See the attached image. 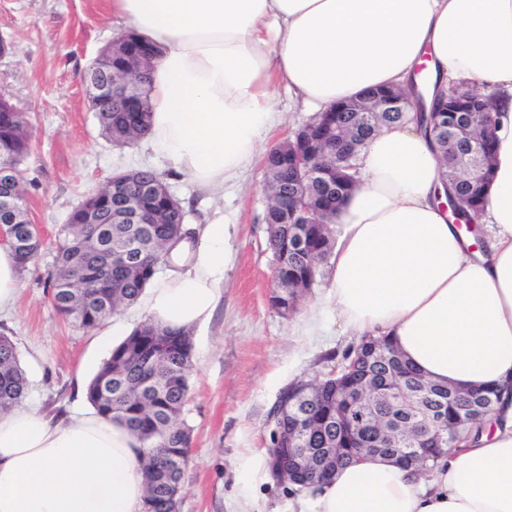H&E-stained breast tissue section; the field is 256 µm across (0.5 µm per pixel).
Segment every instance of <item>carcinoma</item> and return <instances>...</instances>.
Returning <instances> with one entry per match:
<instances>
[{"instance_id": "obj_1", "label": "carcinoma", "mask_w": 512, "mask_h": 512, "mask_svg": "<svg viewBox=\"0 0 512 512\" xmlns=\"http://www.w3.org/2000/svg\"><path fill=\"white\" fill-rule=\"evenodd\" d=\"M148 70L139 78L140 92L126 99L102 103L95 113L99 127L107 138L123 135L138 128L136 139L143 138L149 128ZM362 130L363 144L378 129L397 118H371L364 114L350 116ZM23 115L0 112V157L21 167L31 151L27 129L21 127ZM451 125L460 128L459 143L468 147L485 129L469 125L466 112L448 115ZM270 167L280 166V192L288 195V166L281 165L278 154L266 158ZM453 163H448V182L454 191L446 194L456 220L470 223L480 210L488 179L480 173L466 181L452 179ZM118 183L112 197L94 194L84 199L61 225L59 242L49 274L52 302L57 313L73 327L90 331L117 312L135 304L156 273L165 265L177 266L172 250L192 235L186 228L187 211L180 201L169 200L170 191L164 177L155 170L140 167L133 170V182L125 173L116 174ZM336 183V169L303 195L314 215V224H284L283 211L266 212L269 241L276 263L277 276L284 287L271 296L273 305L286 316L295 311L306 295L305 285L317 278L320 264L332 250L330 222L336 214V194L327 185ZM133 189L141 193L140 210L135 219L123 218L112 223L118 213L121 196ZM13 193L18 209V223L10 225L14 237L27 239L31 220L25 202L23 184L1 186L0 193ZM98 223H87L88 216ZM40 244L32 243L25 251H15L19 271L24 273L39 254ZM375 341L383 344L387 357L381 360L343 355L337 366L354 364V374L389 391L394 382L412 389L419 382L447 391L446 384L432 382L411 368L386 336ZM195 371L193 348L188 332L163 329L145 320L102 363L86 389V398L96 413L126 427L145 448L142 457L146 495L143 509L147 512H178L183 489V476L189 460L190 434L183 419ZM324 387L306 403L308 419L296 426L294 418L283 415L282 428L291 433L293 443L281 444L275 455L286 456V448H334L350 451L360 448L403 444L386 441L375 425L399 433L405 430L397 421V412L384 400L375 401L365 412L356 411L345 420L336 418L344 410L336 397V381L323 380ZM27 377L12 339L0 333V414L19 405L26 393ZM471 424L454 431H441L445 447H460Z\"/></svg>"}]
</instances>
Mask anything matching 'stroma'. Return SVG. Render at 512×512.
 <instances>
[{"mask_svg": "<svg viewBox=\"0 0 512 512\" xmlns=\"http://www.w3.org/2000/svg\"><path fill=\"white\" fill-rule=\"evenodd\" d=\"M117 33L109 0H0V42L7 47L0 55V94L28 122L26 203L44 233L38 258L19 278L14 310L0 317V331L19 351L26 401L50 417L89 410L87 383L143 314L136 304L90 331L58 315L48 273L60 225L115 172L141 165L167 174L171 192L188 212V228L199 229L207 215L223 208L236 218L233 256L212 318L191 330L195 372L184 412L191 448L180 512H290L298 490L269 473H242L236 466L266 454L267 419L280 392L296 380L329 372L358 339L342 333L332 315L325 316L319 340L306 341L300 332L303 316L325 293L328 269H321L292 315L273 307L275 263L264 220L263 163L230 180L216 202L190 181L169 177L166 158L145 141L120 150L102 136L82 75Z\"/></svg>", "mask_w": 512, "mask_h": 512, "instance_id": "1", "label": "stroma"}]
</instances>
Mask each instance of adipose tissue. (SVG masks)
<instances>
[{"instance_id": "adipose-tissue-1", "label": "adipose tissue", "mask_w": 512, "mask_h": 512, "mask_svg": "<svg viewBox=\"0 0 512 512\" xmlns=\"http://www.w3.org/2000/svg\"><path fill=\"white\" fill-rule=\"evenodd\" d=\"M113 24L158 47L148 138L171 170L222 195L281 123L271 90L315 112L417 68L499 94L494 161L475 223L438 197L441 153L415 112L359 157L335 219L327 300L344 331L386 336L427 378L494 389L496 411L428 477L366 455L312 486L292 512H512V0H111ZM185 272L151 288L148 318L188 329L212 315L231 257L225 216ZM143 449L95 412L0 415V512H142Z\"/></svg>"}]
</instances>
